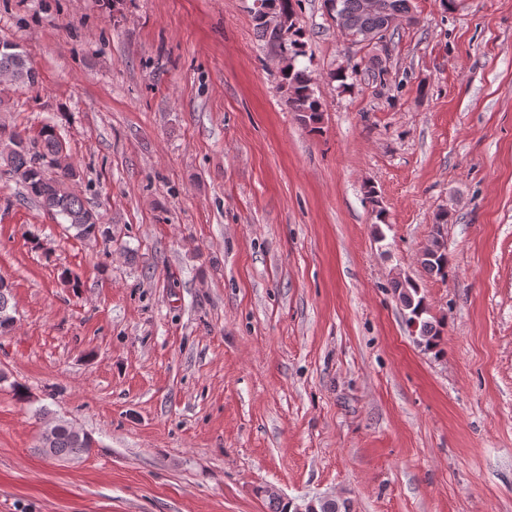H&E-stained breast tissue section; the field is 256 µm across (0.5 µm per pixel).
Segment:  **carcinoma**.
I'll list each match as a JSON object with an SVG mask.
<instances>
[{"label": "carcinoma", "mask_w": 512, "mask_h": 512, "mask_svg": "<svg viewBox=\"0 0 512 512\" xmlns=\"http://www.w3.org/2000/svg\"><path fill=\"white\" fill-rule=\"evenodd\" d=\"M272 26L256 24L259 37L272 53L288 59L280 69L281 81L288 92V108L296 114L297 120L306 127L321 122L322 104L315 97L314 80L306 70L298 69L294 59L303 54L304 42L301 28L295 25L296 11L293 0H278ZM386 12L370 13L364 9V0H338V15L342 31L349 36L357 30L385 31L393 37L395 30L389 29L388 18L393 15H407L411 11L410 0H385ZM11 74L15 83L32 86L38 81V73L27 60L17 58L11 50L0 51V72ZM56 169L55 175L46 174L44 166ZM7 168L9 176L20 182L28 195L54 217L63 218L76 235L95 239L103 234L98 215L86 208L80 196L69 187L70 181L78 176L75 165L70 161L65 144L55 127L44 125L37 136L32 138L25 129L0 128V167ZM447 214L436 218L429 244L420 253V264L427 272L440 279L448 277V247L442 234ZM393 288L407 311V321L418 331L425 345L432 347L440 334L438 322L429 317L425 299L418 285L409 280H397ZM11 291L0 278V330L13 326L14 306ZM92 438L76 432L65 421L53 426L52 437L39 439V447L52 449V457L78 460L87 454Z\"/></svg>", "instance_id": "1"}]
</instances>
